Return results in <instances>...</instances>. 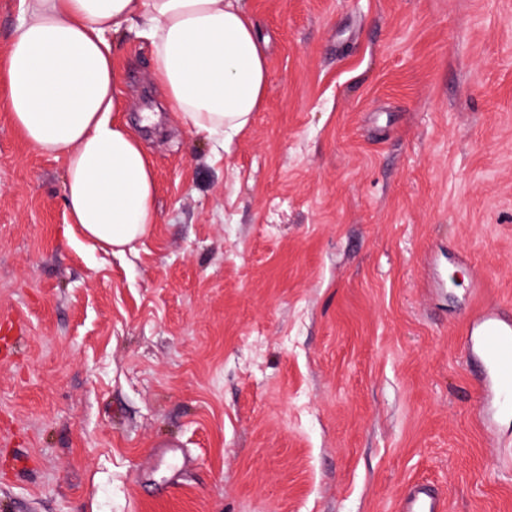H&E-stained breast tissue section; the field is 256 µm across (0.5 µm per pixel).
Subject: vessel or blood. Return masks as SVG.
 <instances>
[{"label":"vessel or blood","instance_id":"1","mask_svg":"<svg viewBox=\"0 0 512 512\" xmlns=\"http://www.w3.org/2000/svg\"><path fill=\"white\" fill-rule=\"evenodd\" d=\"M469 344L480 354L477 417L511 414L512 320L496 313L480 315L469 331ZM399 512H445V503L430 484L416 483L401 498Z\"/></svg>","mask_w":512,"mask_h":512}]
</instances>
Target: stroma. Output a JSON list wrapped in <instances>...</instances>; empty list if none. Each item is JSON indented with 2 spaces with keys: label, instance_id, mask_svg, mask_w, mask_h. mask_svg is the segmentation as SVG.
I'll list each match as a JSON object with an SVG mask.
<instances>
[{
  "label": "stroma",
  "instance_id": "stroma-1",
  "mask_svg": "<svg viewBox=\"0 0 512 512\" xmlns=\"http://www.w3.org/2000/svg\"><path fill=\"white\" fill-rule=\"evenodd\" d=\"M270 81L219 144L117 40L157 222L92 247L0 109V512H512L475 314L512 312V0H242ZM184 469L138 474L156 449ZM445 503L428 483H415L400 500L399 512H444Z\"/></svg>",
  "mask_w": 512,
  "mask_h": 512
}]
</instances>
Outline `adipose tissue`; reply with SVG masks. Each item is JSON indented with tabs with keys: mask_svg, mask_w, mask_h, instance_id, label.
<instances>
[{
	"mask_svg": "<svg viewBox=\"0 0 512 512\" xmlns=\"http://www.w3.org/2000/svg\"><path fill=\"white\" fill-rule=\"evenodd\" d=\"M151 48L177 120L208 138L250 124L269 80L264 40L241 0H19L0 106L40 154L66 160V209L92 245L133 249L157 221V179L121 120L112 40Z\"/></svg>",
	"mask_w": 512,
	"mask_h": 512,
	"instance_id": "obj_1",
	"label": "adipose tissue"
}]
</instances>
